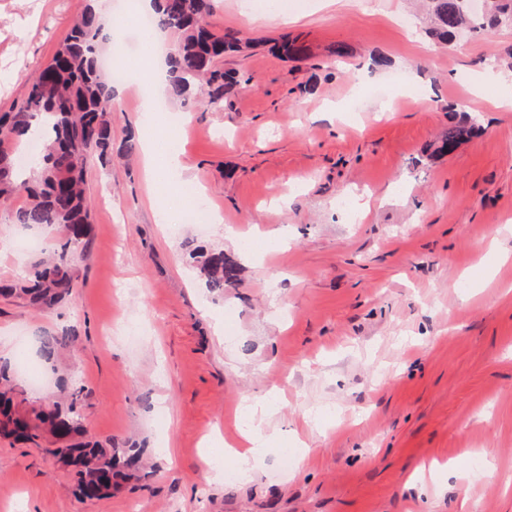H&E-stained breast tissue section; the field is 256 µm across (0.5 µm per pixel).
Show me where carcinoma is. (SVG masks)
I'll list each match as a JSON object with an SVG mask.
<instances>
[{
    "label": "carcinoma",
    "mask_w": 512,
    "mask_h": 512,
    "mask_svg": "<svg viewBox=\"0 0 512 512\" xmlns=\"http://www.w3.org/2000/svg\"><path fill=\"white\" fill-rule=\"evenodd\" d=\"M429 33L448 43L462 32L487 33L512 22V0H488L481 14L472 13L466 0H429ZM209 0H157L155 27L171 30L177 40L167 58L168 97L187 102L199 86L208 88V104L216 106L238 79L218 67L228 52L241 50L239 32L212 33L204 23ZM104 24L96 6L84 4L52 60L31 84L21 104L0 113V199L21 197L12 221L23 227L61 231L47 257L32 262L24 275L0 281V296L14 298L43 312L54 310L73 297L79 287L78 250L90 243L91 217L84 196L87 163L112 161V97L110 78L100 69ZM284 61L306 54L298 38H284L273 46ZM456 121L448 125L440 150L479 134L477 120L455 104L448 105ZM47 140L45 152L35 159L36 174L25 176L14 155L36 138ZM200 277L210 292L240 281L241 267L222 251L192 250ZM77 331L40 337V358L52 362L59 352L74 346ZM84 388L64 378L56 393L31 402L16 383L7 361L0 363V437L35 443L56 439L65 445L50 449L64 464L76 469L78 491L89 499L112 495L130 480L145 474L147 465L139 448H114L86 437L82 414Z\"/></svg>",
    "instance_id": "obj_1"
}]
</instances>
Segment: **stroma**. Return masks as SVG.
I'll list each match as a JSON object with an SVG mask.
<instances>
[{
    "mask_svg": "<svg viewBox=\"0 0 512 512\" xmlns=\"http://www.w3.org/2000/svg\"><path fill=\"white\" fill-rule=\"evenodd\" d=\"M102 0L114 64L137 54L128 6ZM84 0H0V112L27 94ZM214 0L241 83L221 107L169 103L186 134L175 189L200 186L217 224L150 197L138 79L112 99V162H91V242L71 302L0 299V358L76 329L56 376L84 388L89 433L145 449L154 472L83 499L44 450L0 441V512H512V30L451 44L415 0ZM301 36L286 63L268 42ZM349 55H335L337 45ZM388 66H377V57ZM428 102L418 106L419 94ZM481 135L429 156L449 104ZM0 204V279L41 255ZM221 250L241 282L209 293L185 246ZM134 321L137 334L116 329ZM263 401L253 475L214 479ZM492 448L494 459L482 451Z\"/></svg>",
    "mask_w": 512,
    "mask_h": 512,
    "instance_id": "1",
    "label": "stroma"
}]
</instances>
